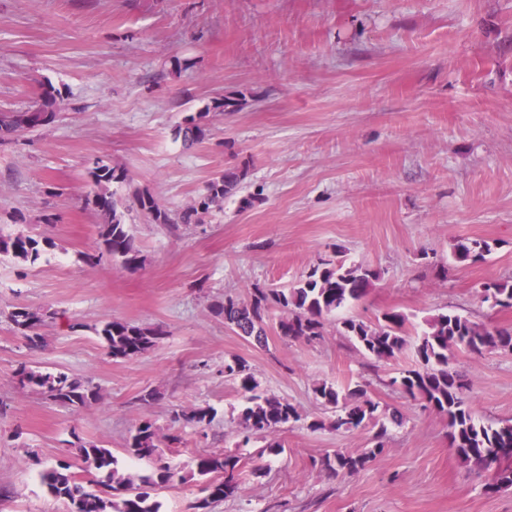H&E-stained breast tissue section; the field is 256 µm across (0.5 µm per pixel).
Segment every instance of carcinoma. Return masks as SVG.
Here are the masks:
<instances>
[{
    "label": "carcinoma",
    "mask_w": 512,
    "mask_h": 512,
    "mask_svg": "<svg viewBox=\"0 0 512 512\" xmlns=\"http://www.w3.org/2000/svg\"><path fill=\"white\" fill-rule=\"evenodd\" d=\"M60 108L61 99L50 88L43 91L40 103L33 108L36 113L33 118L26 111L1 112L0 144L12 142L10 135L20 130L53 123ZM206 116L207 113L199 112L184 117L177 135L182 137L185 146L191 147L206 138ZM244 176V171L236 168L224 170L207 182L203 192L188 206L174 215L160 208L149 194L137 196L136 206L154 224H201L213 209L222 207L224 198L237 189ZM90 177L96 190L86 197V203L100 213L103 224L99 233L101 254L88 255L86 261L97 264L106 255L127 270L140 269L144 258L127 227L125 213L120 211L118 201L108 190L110 184L125 180L124 171L97 161L90 170ZM49 244L51 241L47 238L0 232V255L11 256L23 263H35L42 246ZM491 252L492 247L486 241L464 240L455 245L453 258L460 264L475 263L484 260ZM377 279L378 273L361 263L323 260L289 289L255 288L250 300L245 302L227 297L224 302L215 304L213 310L238 335L265 347L268 344V310L277 306L285 313L277 324L279 335L312 343L324 336L328 317L362 300ZM482 299L485 302L491 300L502 308H512V281L485 284ZM54 319V312L27 307H18L10 314L15 332L32 344L41 341L36 329ZM407 321L404 313L390 310L374 323L345 317L339 325L340 333L360 352L376 362H387L409 343L405 329ZM95 333L105 344L108 355L116 360L137 358L166 336L160 324L138 326L121 320L106 322L95 329ZM414 347L416 365L401 372L392 384L399 386L406 397L422 400L425 407L448 418L449 442L460 462L479 475L493 472L486 490L511 488L512 421L485 422L475 415L466 396L468 384L452 366L451 358L458 348L476 354L493 349L512 351V330L489 329L465 316L441 313L426 320V329L416 335ZM18 375L21 386L35 388L71 408L83 407L96 400L98 395L96 388L62 372L23 367ZM224 376L238 383L248 402L241 415L242 444L247 445L251 438L260 435L267 439V443L259 456L282 454L284 445L277 440V434L301 421L300 412L285 399L259 392V383L250 365L242 358L225 361ZM313 391L316 399L334 413L335 419L330 423L334 430L348 432L370 425L377 428L373 447L359 453L336 450L321 459V467L332 476L364 469L384 452L387 424H402V414L396 408L386 416L388 423L381 422L379 403L359 385L344 392L333 384L321 382L314 385ZM178 417L202 425L210 422V410L188 408ZM164 442L170 448L182 444L178 436L161 437L155 424L145 419L131 434L126 452L138 460L151 459L159 455ZM76 451L84 471L94 479L84 481L72 471L71 463L58 460L41 473V480L52 497L75 506L76 512H160L161 503L154 499L152 492L169 484L175 476L169 466L162 465L148 475H140L121 468L112 450L104 446L82 443ZM243 473L244 463L237 454L207 452L197 455L190 475L203 480L204 496L195 503V512H207L212 504L237 496Z\"/></svg>",
    "instance_id": "carcinoma-1"
}]
</instances>
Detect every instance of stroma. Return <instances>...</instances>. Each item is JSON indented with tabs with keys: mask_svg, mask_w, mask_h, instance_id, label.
I'll use <instances>...</instances> for the list:
<instances>
[{
	"mask_svg": "<svg viewBox=\"0 0 512 512\" xmlns=\"http://www.w3.org/2000/svg\"><path fill=\"white\" fill-rule=\"evenodd\" d=\"M49 86L63 96L56 120L0 145V231L55 243L32 266L0 256V512H64L41 484L45 464L75 459L78 440L127 461L145 419L182 445L136 472L176 467L158 492L162 512H193V456L251 458L263 446L239 444L245 396L224 376L235 356L302 420L282 433L284 453L210 512H512V488L487 492L455 456L447 418L392 385L413 348L375 362L333 317L321 341L272 334L259 348L213 311L340 256L380 273L348 315L372 322L397 310L418 332L442 312L512 327V309L481 299L484 283L512 280V0H0V112L35 106ZM231 95L236 111L213 110ZM201 111L208 134L184 146L177 127ZM98 159L126 173L110 186L115 198L130 206L147 191L173 213L215 172L245 177L198 226L155 224L130 207L144 257L132 272L82 260L99 244L102 217L85 203ZM467 239L488 241L491 254L440 279ZM17 307L56 313L41 343L14 331ZM113 319L166 334L116 361L94 332ZM455 362L477 414L511 420L512 352L460 350ZM22 366L91 383L99 397L63 406L20 386ZM322 381L361 385L403 415L357 473L320 467L375 433L308 429L332 418L313 394ZM148 390L156 398L142 402ZM187 407L211 408V423L178 420Z\"/></svg>",
	"mask_w": 512,
	"mask_h": 512,
	"instance_id": "obj_1",
	"label": "stroma"
}]
</instances>
